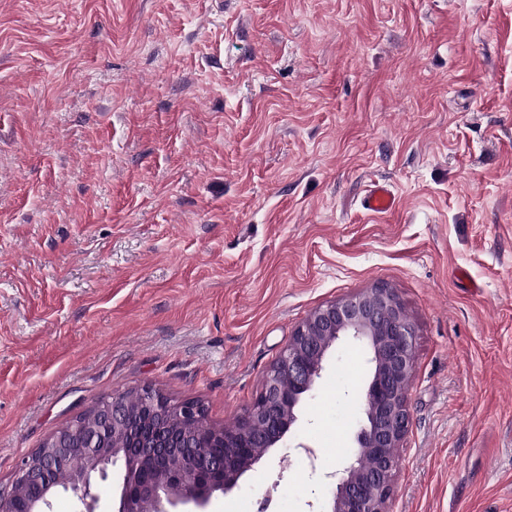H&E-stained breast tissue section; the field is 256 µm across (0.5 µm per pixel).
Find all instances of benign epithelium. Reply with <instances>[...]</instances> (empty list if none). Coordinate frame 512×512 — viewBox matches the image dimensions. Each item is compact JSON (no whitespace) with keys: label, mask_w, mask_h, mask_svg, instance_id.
I'll return each instance as SVG.
<instances>
[{"label":"benign epithelium","mask_w":512,"mask_h":512,"mask_svg":"<svg viewBox=\"0 0 512 512\" xmlns=\"http://www.w3.org/2000/svg\"><path fill=\"white\" fill-rule=\"evenodd\" d=\"M415 330L396 292L386 286L329 301L294 329L266 372L254 403L231 428L209 423L197 400L173 404L145 386L101 400L94 423L76 417L21 461L11 490L0 491V512H47L56 477L71 475L67 490L80 512H95L96 480L121 465L115 512H206L212 497L233 488L263 453L299 422L300 406L322 378L333 349L353 343L367 355L368 373L354 424V446L336 470L323 512H392L400 453L409 432ZM224 443V454L196 448ZM255 446L262 453L249 448Z\"/></svg>","instance_id":"7a95c632"}]
</instances>
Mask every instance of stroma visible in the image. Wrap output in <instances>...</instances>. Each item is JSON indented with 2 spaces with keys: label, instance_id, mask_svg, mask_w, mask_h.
<instances>
[{
  "label": "stroma",
  "instance_id": "1",
  "mask_svg": "<svg viewBox=\"0 0 512 512\" xmlns=\"http://www.w3.org/2000/svg\"><path fill=\"white\" fill-rule=\"evenodd\" d=\"M378 284L415 327L392 512H512V0H0V487L143 385L234 425ZM367 369L340 344L208 512L324 501ZM362 205L372 213H387L395 208L396 196L388 185L377 183L370 188L363 199Z\"/></svg>",
  "mask_w": 512,
  "mask_h": 512
}]
</instances>
